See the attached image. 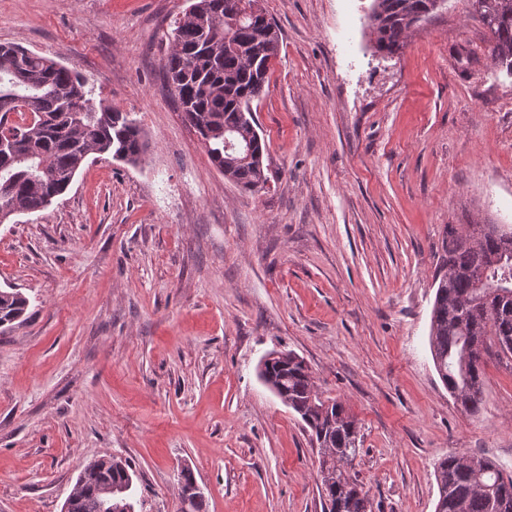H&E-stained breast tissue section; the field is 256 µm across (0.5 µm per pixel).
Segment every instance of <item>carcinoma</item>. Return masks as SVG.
I'll return each instance as SVG.
<instances>
[{"instance_id":"cac0c4a2","label":"carcinoma","mask_w":512,"mask_h":512,"mask_svg":"<svg viewBox=\"0 0 512 512\" xmlns=\"http://www.w3.org/2000/svg\"><path fill=\"white\" fill-rule=\"evenodd\" d=\"M468 13L490 33L489 57L512 72V0H467ZM436 12L434 0H373L372 32L380 52L394 54L414 25ZM235 24L224 28V17ZM279 31L260 0H190L169 34L164 70L185 121L199 134L212 165L245 191L263 188L265 141L251 103L268 83ZM249 145L239 153L225 139ZM145 132L126 112L95 103L77 73L54 59L0 43V224L46 209L93 158L144 161ZM431 312L435 369L454 402L477 417L484 406L487 358L512 360V237L487 224H448ZM27 298L0 289V323L21 318ZM278 396L288 400L321 449L318 474L326 512H367L369 499L352 473L359 453L357 421L343 403L323 400L291 352L267 366ZM121 463L88 475L71 512H98L109 486L124 479ZM435 512H512V475L489 459L450 454L436 466Z\"/></svg>"}]
</instances>
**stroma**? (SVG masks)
<instances>
[{
  "mask_svg": "<svg viewBox=\"0 0 512 512\" xmlns=\"http://www.w3.org/2000/svg\"><path fill=\"white\" fill-rule=\"evenodd\" d=\"M373 0H262L280 47L252 104L268 182L211 165L163 76L188 0H0V40L80 73L130 113L146 161L88 162L47 209L0 224V512H61L89 461L135 481V512H322L320 450L260 380L293 352L361 429L372 512H435L436 465L512 474V365L461 411L429 349L449 224L512 226V76L465 0L393 55ZM27 298L13 288L0 289V326L2 322L12 323L20 319L26 312Z\"/></svg>",
  "mask_w": 512,
  "mask_h": 512,
  "instance_id": "stroma-1",
  "label": "stroma"
}]
</instances>
